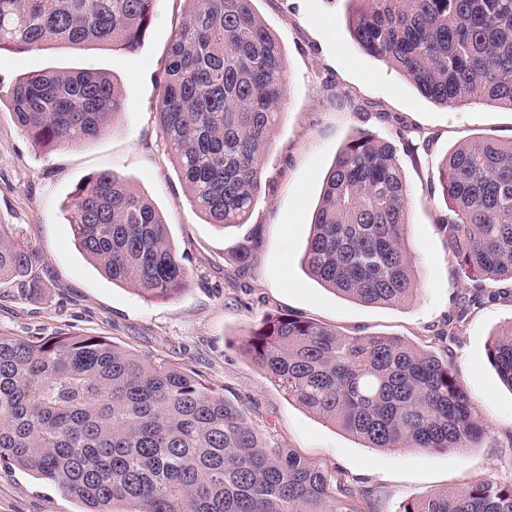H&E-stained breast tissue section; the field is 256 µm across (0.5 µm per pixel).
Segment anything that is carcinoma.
I'll list each match as a JSON object with an SVG mask.
<instances>
[{"mask_svg": "<svg viewBox=\"0 0 512 512\" xmlns=\"http://www.w3.org/2000/svg\"><path fill=\"white\" fill-rule=\"evenodd\" d=\"M154 0H0V50L50 43L136 53ZM353 39L448 107L512 110V0H351ZM161 81L157 123L190 203L209 224L240 227L265 181L263 153L286 92V64L254 0H187ZM10 104L40 150L96 139L125 109L112 76L42 71L14 83ZM438 225L475 282L512 281V141L476 139L438 168ZM409 189L398 150L366 130L327 173L303 256L308 272L365 304L398 306L417 288L406 246ZM69 223L79 251L114 284L173 299L190 272L150 199L114 172L78 185ZM253 260L246 236L233 256ZM34 254L5 240L0 279ZM245 351L288 395L369 448L450 451L487 434L449 357L397 336H349L269 314ZM488 356L512 387V330ZM27 469L86 512H350L323 472L271 448L242 410L199 375L152 362L101 336L0 333V464ZM402 512H512L493 476L408 501Z\"/></svg>", "mask_w": 512, "mask_h": 512, "instance_id": "cac0c4a2", "label": "carcinoma"}]
</instances>
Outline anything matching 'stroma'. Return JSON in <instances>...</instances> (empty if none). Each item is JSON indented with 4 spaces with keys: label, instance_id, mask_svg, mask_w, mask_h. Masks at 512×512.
<instances>
[{
    "label": "stroma",
    "instance_id": "obj_1",
    "mask_svg": "<svg viewBox=\"0 0 512 512\" xmlns=\"http://www.w3.org/2000/svg\"><path fill=\"white\" fill-rule=\"evenodd\" d=\"M287 62L286 96L264 155L267 182L246 229L206 223L188 200L155 121L158 84L185 0H155L142 46L79 49L55 44L0 51V92L43 69L110 72L126 93L125 111L97 139L43 153L0 102V224L33 250L34 275L0 280V332L101 336L140 356L193 370L223 388L270 445L316 464L337 488L368 492L372 512H399L409 499L457 491L493 474L512 482V388L490 362V340L512 324V281L491 282L482 306L460 314L471 282L456 263L438 221L446 213L430 187L451 149L481 137L512 140V111L471 104L446 108L352 40L349 0H255ZM391 139L412 191L407 244L418 291L399 306L339 297L318 284L302 259L323 180L359 130ZM124 176L150 198L184 254L190 284L174 299L153 300L103 278L83 257L67 220L75 188L93 174ZM255 234L253 262L238 276L232 251ZM313 320L351 336H400L450 355L475 415L490 433L455 452L367 448L290 400L245 353L249 332L267 313ZM456 334H448L449 322ZM80 501L31 472L0 466V512H81Z\"/></svg>",
    "mask_w": 512,
    "mask_h": 512
}]
</instances>
